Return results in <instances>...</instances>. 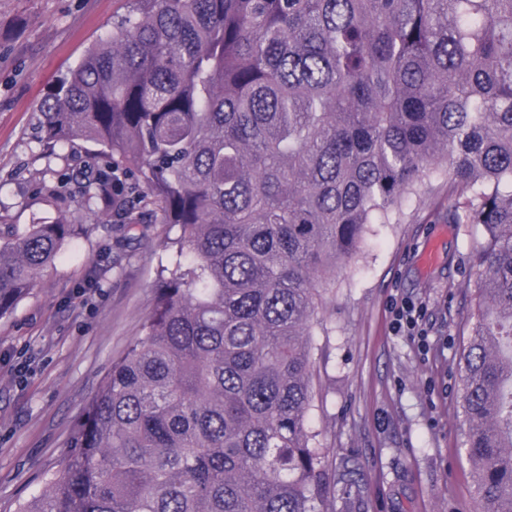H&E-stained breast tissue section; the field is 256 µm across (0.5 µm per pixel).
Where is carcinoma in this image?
<instances>
[{
  "instance_id": "1",
  "label": "carcinoma",
  "mask_w": 512,
  "mask_h": 512,
  "mask_svg": "<svg viewBox=\"0 0 512 512\" xmlns=\"http://www.w3.org/2000/svg\"><path fill=\"white\" fill-rule=\"evenodd\" d=\"M45 144L107 161L79 210L114 216L112 263L177 227L151 313L18 512H326L312 324L371 224L448 176L480 224L463 354L479 512H512V0H130L43 99ZM0 227V317L81 227L72 199Z\"/></svg>"
}]
</instances>
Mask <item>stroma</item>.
I'll list each match as a JSON object with an SVG mask.
<instances>
[{"label":"stroma","instance_id":"35a3bbf8","mask_svg":"<svg viewBox=\"0 0 512 512\" xmlns=\"http://www.w3.org/2000/svg\"><path fill=\"white\" fill-rule=\"evenodd\" d=\"M128 0H0V220L24 230L54 218L34 190L86 158L47 155L39 105L59 78L104 39ZM85 231L37 288L0 319V512L61 469L73 421L114 359L138 336L167 253V224L148 247L104 261L112 220ZM479 224L448 221V182L432 176L398 224L370 225L358 254L331 277L315 329V398L308 425L322 448L328 512H477L460 406L462 353L477 294ZM96 271L95 287L86 275ZM424 308L428 353L396 334L391 304Z\"/></svg>","mask_w":512,"mask_h":512}]
</instances>
